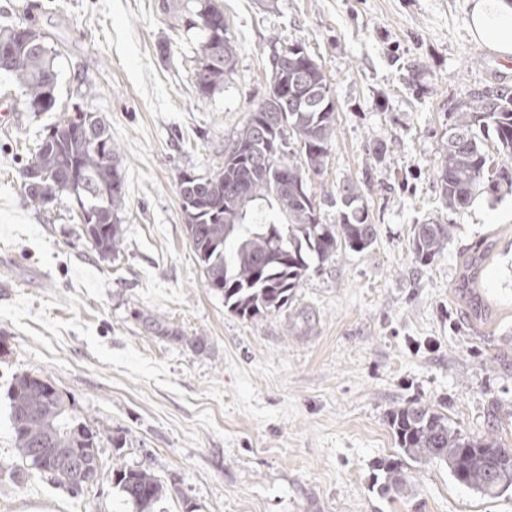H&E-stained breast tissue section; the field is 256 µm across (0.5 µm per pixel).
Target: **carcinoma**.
<instances>
[{"instance_id":"obj_1","label":"carcinoma","mask_w":512,"mask_h":512,"mask_svg":"<svg viewBox=\"0 0 512 512\" xmlns=\"http://www.w3.org/2000/svg\"><path fill=\"white\" fill-rule=\"evenodd\" d=\"M202 45L195 73L200 92L224 85L233 72L238 47L224 22V11L206 0L199 11ZM218 38L209 58V39ZM287 53L285 59L277 55ZM56 51L44 32L22 23L0 26V73L22 90L31 112L56 108ZM269 92L224 152V165L210 176L185 172L178 195L193 251L206 287L224 296V307L246 320H257L286 307L313 263L324 264L345 250L361 253L376 241V227L363 203L360 181L343 180L336 187L337 223L325 224L310 190V174L322 172L335 131L336 103L321 65L299 42L272 46ZM499 105L490 111L487 99ZM79 115L53 124L38 141L28 167L40 172L37 187L23 189L30 206L42 208L66 195L80 210L86 237L101 256L120 252L123 231L115 210L124 201V183L114 164L116 150L106 125L94 129L103 142L96 149L72 131ZM494 133L499 153L506 157L489 174L484 131ZM301 151L294 160L293 146ZM512 88L490 85L471 94L454 112L443 144L438 170L440 194L450 209L469 205L486 188L504 186L512 192ZM112 192L104 194V190ZM451 224H417L411 250L430 262L447 249ZM489 250L464 261L458 284L470 288ZM38 376L23 373L7 389L9 419L15 450L26 467L50 476L58 486L77 495L72 468L42 465L36 453L45 448H77L88 469L98 472V434L73 413L53 385L37 384ZM398 459L382 465L381 490L401 497L407 491L410 463L442 462L459 484L495 497L512 492V450L494 436L471 437L449 422L448 415L423 404L398 408L389 415ZM113 488L136 508L153 512L170 490L153 474L122 463L112 471Z\"/></svg>"}]
</instances>
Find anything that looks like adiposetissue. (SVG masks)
I'll return each instance as SVG.
<instances>
[{
  "label": "adipose tissue",
  "mask_w": 512,
  "mask_h": 512,
  "mask_svg": "<svg viewBox=\"0 0 512 512\" xmlns=\"http://www.w3.org/2000/svg\"><path fill=\"white\" fill-rule=\"evenodd\" d=\"M473 37L500 58L512 60V0H471Z\"/></svg>",
  "instance_id": "adipose-tissue-1"
}]
</instances>
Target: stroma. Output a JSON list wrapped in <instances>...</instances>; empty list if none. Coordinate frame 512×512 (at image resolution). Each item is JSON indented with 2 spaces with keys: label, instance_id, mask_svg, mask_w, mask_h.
<instances>
[{
  "label": "stroma",
  "instance_id": "obj_1",
  "mask_svg": "<svg viewBox=\"0 0 512 512\" xmlns=\"http://www.w3.org/2000/svg\"><path fill=\"white\" fill-rule=\"evenodd\" d=\"M201 2L0 0V25L46 33L59 71L55 110L37 114L0 73V512H134L112 487L116 435L122 464L168 486L162 512H512V492L483 496L443 464L408 466L405 497L381 491L379 469L398 453L388 416L412 403L512 449V193L451 210L437 181L457 106L512 87V62L471 36L470 0H216L238 54L204 96ZM277 41L306 46L336 101L312 179L324 223L353 177L377 237L311 271L284 310L244 320L204 285L177 185L223 164L268 94ZM81 110L108 124L125 180L114 257L93 250L73 199L36 209L21 193L36 140ZM431 220L454 234L424 264L409 242ZM488 243L477 314L458 283ZM21 373L49 378L100 436L80 495L16 475L4 393Z\"/></svg>",
  "mask_w": 512,
  "mask_h": 512
}]
</instances>
